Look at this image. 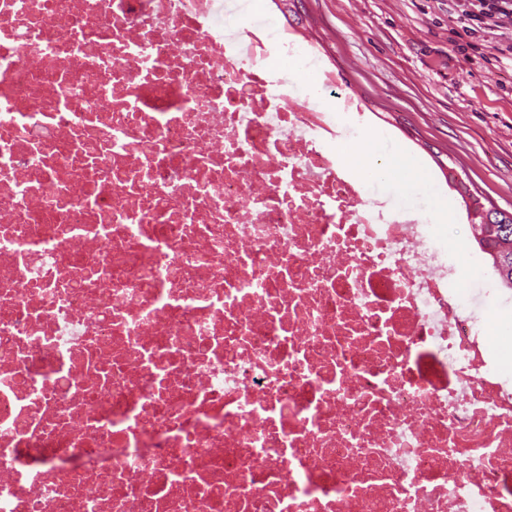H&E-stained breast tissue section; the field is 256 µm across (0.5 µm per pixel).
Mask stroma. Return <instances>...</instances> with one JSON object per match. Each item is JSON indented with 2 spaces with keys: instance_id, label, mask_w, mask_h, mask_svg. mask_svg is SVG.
<instances>
[{
  "instance_id": "obj_1",
  "label": "stroma",
  "mask_w": 512,
  "mask_h": 512,
  "mask_svg": "<svg viewBox=\"0 0 512 512\" xmlns=\"http://www.w3.org/2000/svg\"><path fill=\"white\" fill-rule=\"evenodd\" d=\"M461 0H300L283 13L273 0H215L214 19L290 26L338 75L337 93L355 91L364 124L385 138L338 149L342 165L370 170V157H397L393 180H369L371 195L396 208L452 204L431 229L463 272L452 285L480 324L512 325V289L477 244L455 171L482 203L512 212V23L470 30Z\"/></svg>"
}]
</instances>
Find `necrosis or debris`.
Returning <instances> with one entry per match:
<instances>
[{
    "mask_svg": "<svg viewBox=\"0 0 512 512\" xmlns=\"http://www.w3.org/2000/svg\"><path fill=\"white\" fill-rule=\"evenodd\" d=\"M212 14L0 0V512H512V385L341 165L360 101Z\"/></svg>",
    "mask_w": 512,
    "mask_h": 512,
    "instance_id": "necrosis-or-debris-1",
    "label": "necrosis or debris"
}]
</instances>
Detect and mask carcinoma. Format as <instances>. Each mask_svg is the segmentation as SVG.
Segmentation results:
<instances>
[{
  "label": "carcinoma",
  "mask_w": 512,
  "mask_h": 512,
  "mask_svg": "<svg viewBox=\"0 0 512 512\" xmlns=\"http://www.w3.org/2000/svg\"><path fill=\"white\" fill-rule=\"evenodd\" d=\"M478 231L480 249L492 259V265L502 283L512 288V212L494 206L473 220Z\"/></svg>",
  "instance_id": "obj_1"
}]
</instances>
